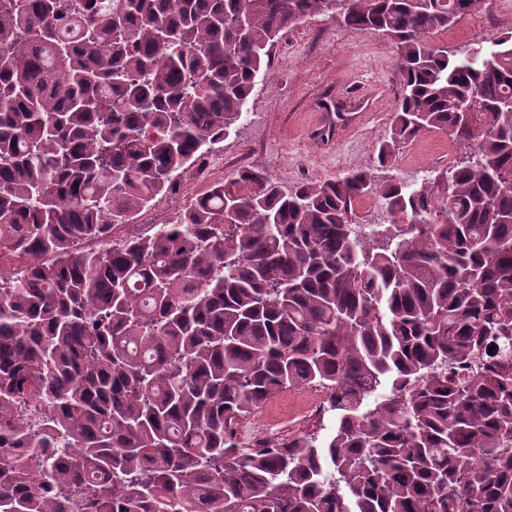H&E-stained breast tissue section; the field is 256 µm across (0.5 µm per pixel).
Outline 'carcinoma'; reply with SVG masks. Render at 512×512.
<instances>
[{
	"label": "carcinoma",
	"mask_w": 512,
	"mask_h": 512,
	"mask_svg": "<svg viewBox=\"0 0 512 512\" xmlns=\"http://www.w3.org/2000/svg\"><path fill=\"white\" fill-rule=\"evenodd\" d=\"M462 2L0 0V257H40L0 274V512H512V32L435 45ZM315 15L395 44L378 165L441 131L445 192L243 168L112 241ZM314 386L325 441H234Z\"/></svg>",
	"instance_id": "obj_1"
}]
</instances>
